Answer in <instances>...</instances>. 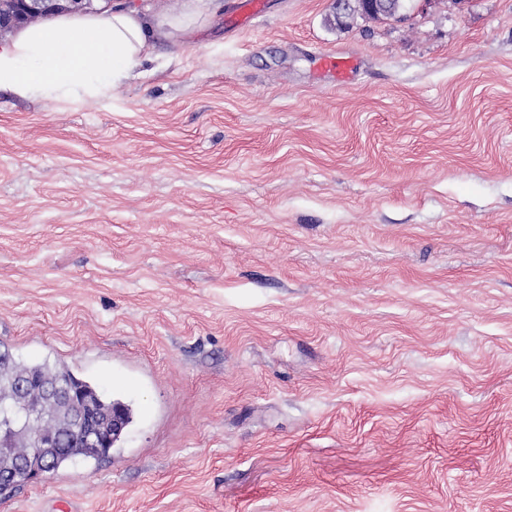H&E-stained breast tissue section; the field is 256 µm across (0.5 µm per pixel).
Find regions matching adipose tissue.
Returning a JSON list of instances; mask_svg holds the SVG:
<instances>
[{
	"mask_svg": "<svg viewBox=\"0 0 512 512\" xmlns=\"http://www.w3.org/2000/svg\"><path fill=\"white\" fill-rule=\"evenodd\" d=\"M136 11L59 16L0 42V90L23 97L104 96L169 37Z\"/></svg>",
	"mask_w": 512,
	"mask_h": 512,
	"instance_id": "ef3b65f1",
	"label": "adipose tissue"
}]
</instances>
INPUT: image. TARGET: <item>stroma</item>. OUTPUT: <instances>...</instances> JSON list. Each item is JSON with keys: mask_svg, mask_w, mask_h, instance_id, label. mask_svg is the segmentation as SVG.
Masks as SVG:
<instances>
[{"mask_svg": "<svg viewBox=\"0 0 512 512\" xmlns=\"http://www.w3.org/2000/svg\"><path fill=\"white\" fill-rule=\"evenodd\" d=\"M240 2L0 91V344L133 412L0 512H512V0Z\"/></svg>", "mask_w": 512, "mask_h": 512, "instance_id": "stroma-1", "label": "stroma"}]
</instances>
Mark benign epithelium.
<instances>
[{
  "instance_id": "benign-epithelium-1",
  "label": "benign epithelium",
  "mask_w": 512,
  "mask_h": 512,
  "mask_svg": "<svg viewBox=\"0 0 512 512\" xmlns=\"http://www.w3.org/2000/svg\"><path fill=\"white\" fill-rule=\"evenodd\" d=\"M96 0H0V32L28 25L49 15L90 13ZM33 386V380L24 378L16 384L13 408L34 415L38 407L30 404L24 395ZM47 397L61 410V422L52 432L38 439V448L30 458L20 461L8 470H0V486L12 484L15 475L25 473L27 480L35 481L48 472L56 452H65L77 443L83 453L104 456L110 452V441L126 429V418L121 407L105 409L84 397L81 386L47 389ZM19 429L7 422L0 424V457L11 455Z\"/></svg>"
}]
</instances>
